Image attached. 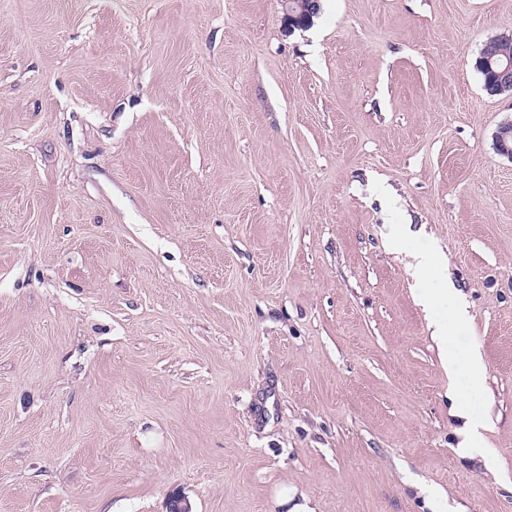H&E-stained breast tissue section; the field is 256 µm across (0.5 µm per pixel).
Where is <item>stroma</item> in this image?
<instances>
[{
	"label": "stroma",
	"mask_w": 512,
	"mask_h": 512,
	"mask_svg": "<svg viewBox=\"0 0 512 512\" xmlns=\"http://www.w3.org/2000/svg\"><path fill=\"white\" fill-rule=\"evenodd\" d=\"M501 36L512 0H0V512H512ZM320 0H281L286 11L288 28H305L319 8ZM493 60L495 62H497L493 65L494 71H492L487 66L486 60H483L482 55H481V50H480L479 56L477 57L476 62H475V67L481 75L483 87H484L485 91L487 92V94H489L491 96H494V95H492L490 93V90H488V88H490L494 85V81H495V77H496L495 71H500V65L503 66L504 64H506L507 62L512 60V41L500 43L497 46L496 54L493 57ZM468 313L462 307L451 308L448 305V318L436 325L435 336L442 345V359L448 369V375L456 376L464 372L468 377V393L478 391L485 372L482 358L476 353L463 357L453 344V336L469 324Z\"/></svg>",
	"instance_id": "1"
}]
</instances>
